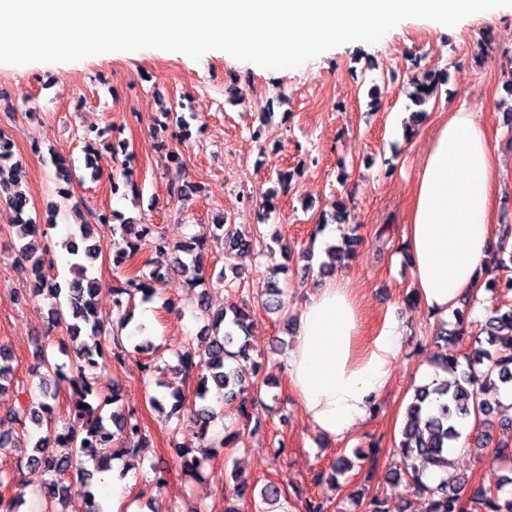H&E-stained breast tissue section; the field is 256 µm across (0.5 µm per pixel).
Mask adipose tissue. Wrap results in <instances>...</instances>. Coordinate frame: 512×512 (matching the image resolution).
<instances>
[{"label": "adipose tissue", "instance_id": "adipose-tissue-1", "mask_svg": "<svg viewBox=\"0 0 512 512\" xmlns=\"http://www.w3.org/2000/svg\"><path fill=\"white\" fill-rule=\"evenodd\" d=\"M501 160L474 113L459 109L434 127L412 187L407 250L423 307L447 317L482 282L496 246ZM363 303L350 280L335 277L302 305L288 351V390L309 422L335 441L373 416L390 385L403 327L385 318L362 341Z\"/></svg>", "mask_w": 512, "mask_h": 512}]
</instances>
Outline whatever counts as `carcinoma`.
Masks as SVG:
<instances>
[{
    "label": "carcinoma",
    "instance_id": "1",
    "mask_svg": "<svg viewBox=\"0 0 512 512\" xmlns=\"http://www.w3.org/2000/svg\"><path fill=\"white\" fill-rule=\"evenodd\" d=\"M447 81L445 72H428L412 82L408 97L418 107L414 114L421 117L425 110L421 106ZM22 177V168L16 164L10 170L0 165V192L8 195L7 203L17 213L16 262L28 271L31 279V294H45L56 300L53 314L56 321L71 319L66 331L71 342H79L76 347L78 362L71 374L62 372V367L49 360L46 353L39 354L34 374L39 377V395H31L9 413L11 423L17 425L19 433L0 431V449L31 447L26 458H17L26 467L42 469L52 475L40 491L43 512H55L53 503L67 492L64 476L74 463L83 459L94 462L98 469L108 467L112 455L107 449L114 440L122 447L136 453L150 451L149 439L143 432L140 418L135 412L112 411L104 417L102 411L119 401L117 391L112 396L101 395L94 387V371L102 367L99 360L104 358L102 336L105 335V321L101 316L96 296L100 290L96 278L88 276V271L103 253L105 246L101 228L109 224V218L102 214L97 223L79 224L62 243L71 256V270L74 278L62 288L52 282L45 272L46 248L41 245L42 232L39 225L27 217L30 199L16 190ZM126 236V248L116 253L113 262L119 266L134 258L138 242L151 237L149 245L159 256L175 255L173 271L188 285L203 281V256L192 246L172 243L163 234L152 233L149 225L138 226L133 222L119 225ZM213 241L223 247L224 254L251 248L250 241L241 237L232 227L214 225ZM166 274L156 268L149 273H140L125 280L124 285L113 288L114 307L119 313L116 329L123 328L129 315L122 312L123 296L133 299L141 294L144 302L150 301L156 291L155 285L165 282ZM457 328L453 332L441 331L438 337L445 344L455 345L465 332L464 311L454 310ZM252 319L244 307L233 305L211 316L204 332L206 337L197 345L185 343L174 352L179 370L187 374L196 369L197 384L195 395L200 401L195 411L201 427V437H206L209 424L216 417H224V411H216L211 405L212 395L217 400L231 405L238 403V410H244L242 395L252 386L260 388L256 381L262 364L250 355ZM483 333L485 338L474 337L477 344L471 352L459 354L451 350L441 355L438 368L445 378H435L431 383L415 388L409 403L401 437L394 446V452L407 462L406 476L427 500L426 512H512V477H502L495 482H480L469 485V481L455 474L442 478L433 487L422 480L424 472L435 468L448 472V451L462 438L468 428L477 431L472 445L476 448L490 438L489 427L495 408L500 404V395L512 390V305L506 309H496L486 320ZM13 356L8 347L0 344V393L12 383ZM67 382L71 390V414L73 424L60 433L53 425L52 402L57 400L59 389L47 383ZM151 406L166 417H178L187 409L185 397L174 394L170 397L155 395ZM44 430L33 444L22 440L27 432V424ZM207 454L206 448H176L181 474L199 476L202 458L195 452ZM152 484L163 488L170 484L175 474L167 464L151 462ZM253 487L247 478L234 475V485L224 497V512H239L237 503L253 497ZM262 502L273 506L280 501L282 489L275 482L266 483L261 491Z\"/></svg>",
    "mask_w": 512,
    "mask_h": 512
}]
</instances>
